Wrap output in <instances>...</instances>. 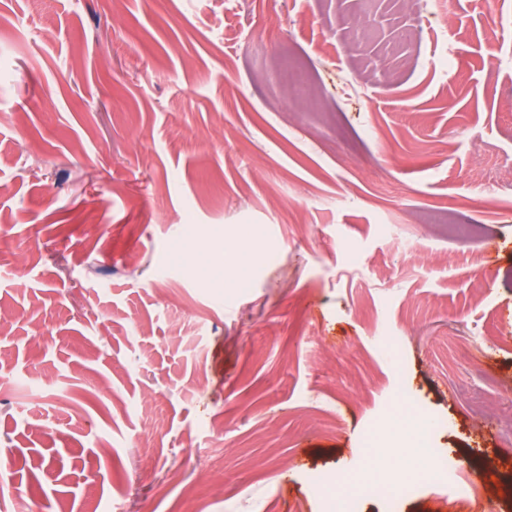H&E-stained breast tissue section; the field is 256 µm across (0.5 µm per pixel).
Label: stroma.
<instances>
[{"label":"stroma","mask_w":512,"mask_h":512,"mask_svg":"<svg viewBox=\"0 0 512 512\" xmlns=\"http://www.w3.org/2000/svg\"><path fill=\"white\" fill-rule=\"evenodd\" d=\"M404 22L0 0V512H320L402 387L453 481L399 512H512V9Z\"/></svg>","instance_id":"obj_1"}]
</instances>
